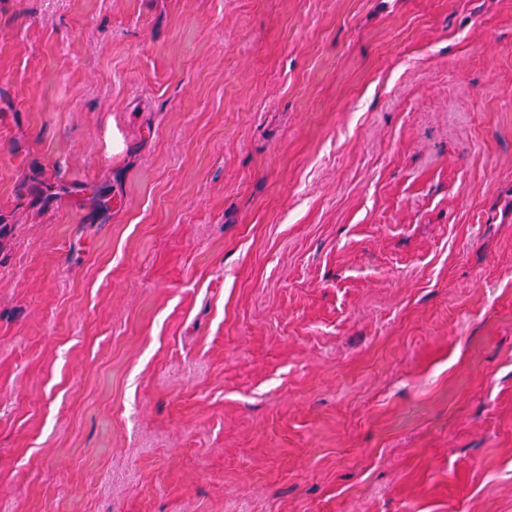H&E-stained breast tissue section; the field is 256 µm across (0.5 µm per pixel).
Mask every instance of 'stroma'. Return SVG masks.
Listing matches in <instances>:
<instances>
[{"instance_id": "1", "label": "stroma", "mask_w": 512, "mask_h": 512, "mask_svg": "<svg viewBox=\"0 0 512 512\" xmlns=\"http://www.w3.org/2000/svg\"><path fill=\"white\" fill-rule=\"evenodd\" d=\"M0 224V512H512V0H0Z\"/></svg>"}]
</instances>
